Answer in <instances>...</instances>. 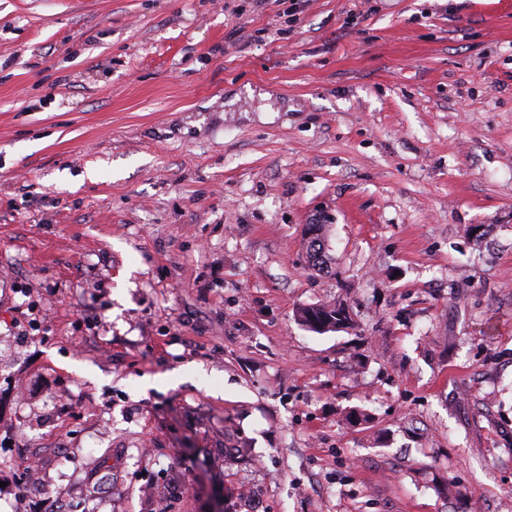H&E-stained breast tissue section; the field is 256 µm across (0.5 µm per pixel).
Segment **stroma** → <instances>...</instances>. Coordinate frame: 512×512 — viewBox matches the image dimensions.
<instances>
[{
    "instance_id": "1",
    "label": "stroma",
    "mask_w": 512,
    "mask_h": 512,
    "mask_svg": "<svg viewBox=\"0 0 512 512\" xmlns=\"http://www.w3.org/2000/svg\"><path fill=\"white\" fill-rule=\"evenodd\" d=\"M20 499L512 512V0H0ZM310 231L315 235L308 237L307 241V259L311 266L318 270L328 271L329 258L325 251V237L324 229L329 226L328 224H308ZM343 302L321 303L299 311V322L313 332L339 331L350 324Z\"/></svg>"
}]
</instances>
